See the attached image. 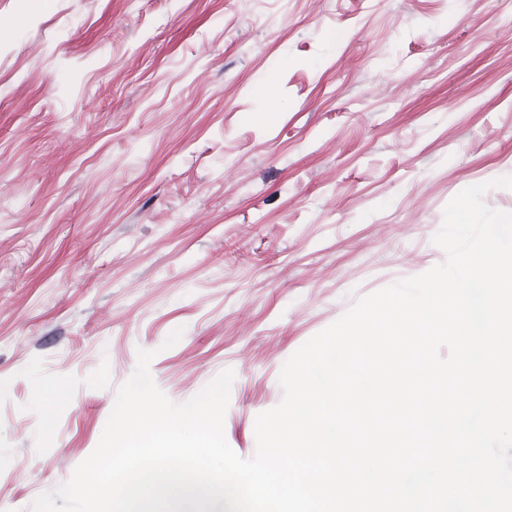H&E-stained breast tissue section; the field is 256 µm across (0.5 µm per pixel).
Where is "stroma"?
Segmentation results:
<instances>
[{
	"label": "stroma",
	"mask_w": 512,
	"mask_h": 512,
	"mask_svg": "<svg viewBox=\"0 0 512 512\" xmlns=\"http://www.w3.org/2000/svg\"><path fill=\"white\" fill-rule=\"evenodd\" d=\"M3 16L0 512L93 452L141 349L176 403L232 370L224 433L252 458L284 362L444 262L446 204L512 169V0Z\"/></svg>",
	"instance_id": "1"
}]
</instances>
